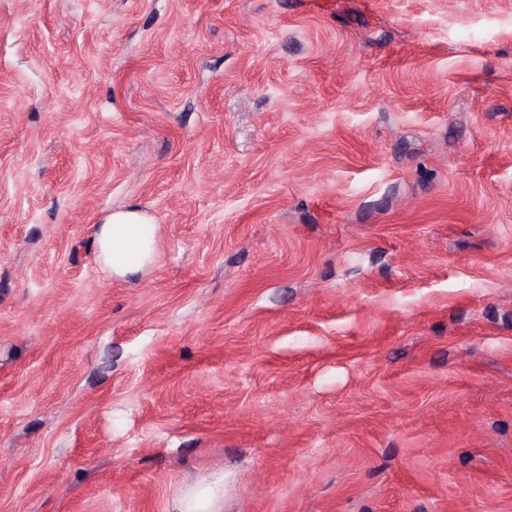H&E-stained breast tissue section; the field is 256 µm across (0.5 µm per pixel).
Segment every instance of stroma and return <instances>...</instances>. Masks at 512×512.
<instances>
[{
	"instance_id": "stroma-1",
	"label": "stroma",
	"mask_w": 512,
	"mask_h": 512,
	"mask_svg": "<svg viewBox=\"0 0 512 512\" xmlns=\"http://www.w3.org/2000/svg\"><path fill=\"white\" fill-rule=\"evenodd\" d=\"M216 483L512 512V0H0V512ZM151 218L136 210L110 213L97 235L104 263L117 274H124L154 259Z\"/></svg>"
}]
</instances>
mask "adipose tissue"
<instances>
[{
  "mask_svg": "<svg viewBox=\"0 0 512 512\" xmlns=\"http://www.w3.org/2000/svg\"><path fill=\"white\" fill-rule=\"evenodd\" d=\"M151 219L136 210L110 213L97 235L104 263L123 274L149 263L154 258Z\"/></svg>",
  "mask_w": 512,
  "mask_h": 512,
  "instance_id": "ef3b65f1",
  "label": "adipose tissue"
}]
</instances>
